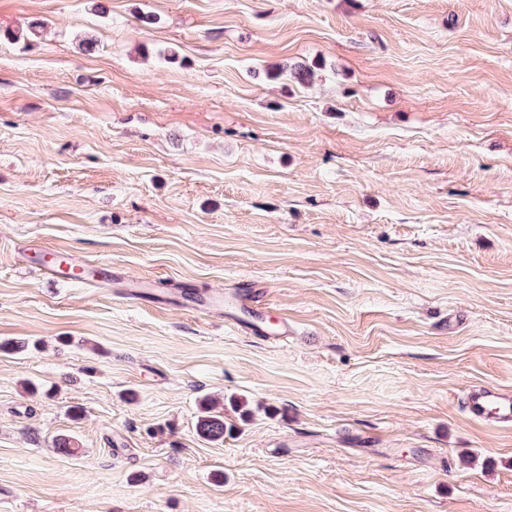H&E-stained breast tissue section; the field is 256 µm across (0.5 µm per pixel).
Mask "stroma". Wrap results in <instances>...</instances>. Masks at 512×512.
<instances>
[{"instance_id": "stroma-1", "label": "stroma", "mask_w": 512, "mask_h": 512, "mask_svg": "<svg viewBox=\"0 0 512 512\" xmlns=\"http://www.w3.org/2000/svg\"><path fill=\"white\" fill-rule=\"evenodd\" d=\"M4 340L0 512H512V0H0ZM261 296L257 288L248 287L234 297L232 304L224 303V295L213 294L204 298L195 299L190 309L202 313L208 314L210 310L217 306H226L229 310L234 308H242L252 312L255 319L260 322L263 320V312L260 307ZM470 415L480 422H512V394L496 387H481L468 394ZM198 435L210 443H223L226 424L224 416L213 414L209 398L200 402V415L196 425Z\"/></svg>"}]
</instances>
